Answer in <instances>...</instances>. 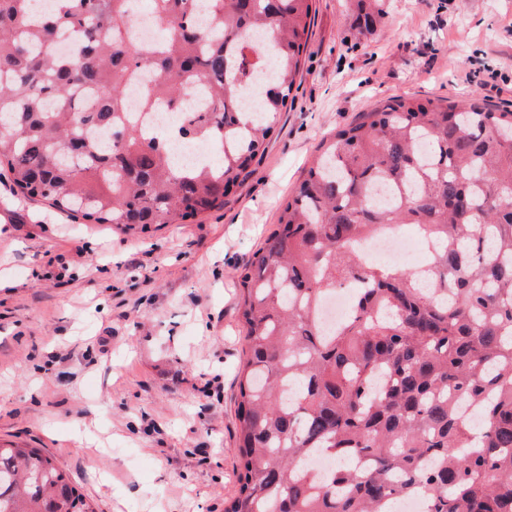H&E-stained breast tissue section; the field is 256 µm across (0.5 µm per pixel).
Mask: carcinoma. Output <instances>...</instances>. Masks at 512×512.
<instances>
[{"label": "carcinoma", "instance_id": "carcinoma-1", "mask_svg": "<svg viewBox=\"0 0 512 512\" xmlns=\"http://www.w3.org/2000/svg\"><path fill=\"white\" fill-rule=\"evenodd\" d=\"M0 0V176L81 224H191L224 206L288 108L313 0ZM370 29L383 0H361ZM67 37L69 50L55 51ZM142 86L130 100L133 85ZM203 90L207 105L186 98ZM181 109L148 135L136 113ZM181 140L208 157L181 163ZM423 269L368 261L385 227ZM359 285L334 330L325 296ZM238 489L225 512H512V110L376 104L322 142L240 274ZM0 512H95L39 448L0 445ZM150 15L141 13L135 16L131 23V30L134 39L142 44H151L159 35V26L156 22H147L145 19Z\"/></svg>", "mask_w": 512, "mask_h": 512}]
</instances>
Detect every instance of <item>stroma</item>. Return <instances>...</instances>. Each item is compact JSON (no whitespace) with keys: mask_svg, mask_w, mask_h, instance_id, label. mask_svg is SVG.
I'll return each instance as SVG.
<instances>
[{"mask_svg":"<svg viewBox=\"0 0 512 512\" xmlns=\"http://www.w3.org/2000/svg\"><path fill=\"white\" fill-rule=\"evenodd\" d=\"M295 101L222 209L76 224L0 182V444L43 449L97 512H224L236 490L238 275L323 137L397 97L512 109V0H316Z\"/></svg>","mask_w":512,"mask_h":512,"instance_id":"obj_1","label":"stroma"}]
</instances>
